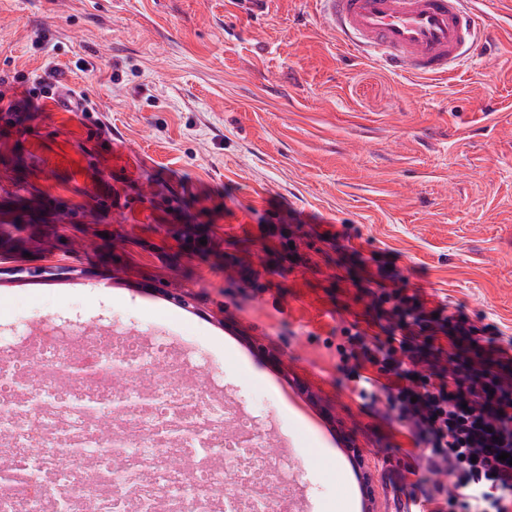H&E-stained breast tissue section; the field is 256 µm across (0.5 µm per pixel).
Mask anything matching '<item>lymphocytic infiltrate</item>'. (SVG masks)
Here are the masks:
<instances>
[{"instance_id": "obj_1", "label": "lymphocytic infiltrate", "mask_w": 512, "mask_h": 512, "mask_svg": "<svg viewBox=\"0 0 512 512\" xmlns=\"http://www.w3.org/2000/svg\"><path fill=\"white\" fill-rule=\"evenodd\" d=\"M52 92L67 111L96 108L86 92L39 77L20 98L0 93V102L32 112ZM374 301L386 338L346 328L336 351L350 377L364 382V408L409 441L393 477L412 488L413 512H512V464L500 458L512 454V349L485 338L464 314L426 309L419 294L381 288Z\"/></svg>"}]
</instances>
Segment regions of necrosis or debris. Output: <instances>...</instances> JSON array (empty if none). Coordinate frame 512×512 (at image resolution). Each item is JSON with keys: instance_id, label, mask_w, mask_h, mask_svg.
Listing matches in <instances>:
<instances>
[{"instance_id": "obj_1", "label": "necrosis or debris", "mask_w": 512, "mask_h": 512, "mask_svg": "<svg viewBox=\"0 0 512 512\" xmlns=\"http://www.w3.org/2000/svg\"><path fill=\"white\" fill-rule=\"evenodd\" d=\"M153 360L165 378L147 391L138 376ZM32 363L34 385L23 378ZM199 363L163 336L147 342L112 325L99 337L53 316L38 332L0 336V512H291L276 491L298 482L293 456L265 453L267 428L252 410L189 379ZM116 401L121 412L102 428ZM172 454L192 466L167 467Z\"/></svg>"}]
</instances>
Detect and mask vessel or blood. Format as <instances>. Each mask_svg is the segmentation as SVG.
<instances>
[{
    "instance_id": "obj_1",
    "label": "vessel or blood",
    "mask_w": 512,
    "mask_h": 512,
    "mask_svg": "<svg viewBox=\"0 0 512 512\" xmlns=\"http://www.w3.org/2000/svg\"><path fill=\"white\" fill-rule=\"evenodd\" d=\"M339 40L378 66L416 78L447 74L478 45L481 14L466 0H319Z\"/></svg>"
}]
</instances>
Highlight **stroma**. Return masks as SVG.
<instances>
[{
    "instance_id": "35a3bbf8",
    "label": "stroma",
    "mask_w": 512,
    "mask_h": 512,
    "mask_svg": "<svg viewBox=\"0 0 512 512\" xmlns=\"http://www.w3.org/2000/svg\"><path fill=\"white\" fill-rule=\"evenodd\" d=\"M486 25L485 53L420 80L356 56L316 0H0V87L51 60L98 105L0 112V238L28 243L0 255V328L198 344L195 380L272 423L268 451L299 448L308 512H365L337 427L387 512L378 468L404 451L337 368L343 328L383 333L369 276L395 261L399 287L512 340V0ZM292 212L304 266L260 237Z\"/></svg>"
}]
</instances>
